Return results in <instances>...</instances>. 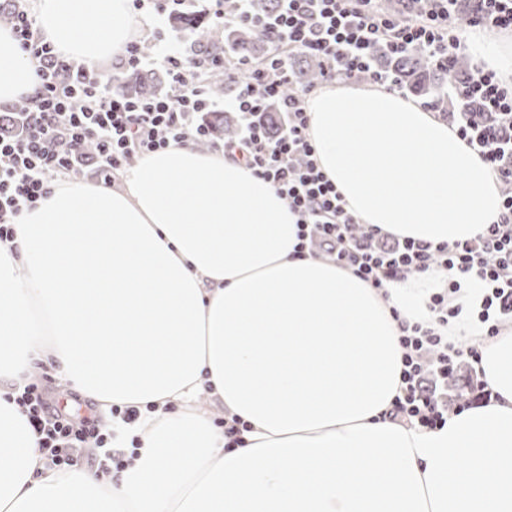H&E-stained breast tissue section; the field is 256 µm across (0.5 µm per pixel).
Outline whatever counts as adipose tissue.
<instances>
[{
	"instance_id": "1",
	"label": "adipose tissue",
	"mask_w": 512,
	"mask_h": 512,
	"mask_svg": "<svg viewBox=\"0 0 512 512\" xmlns=\"http://www.w3.org/2000/svg\"><path fill=\"white\" fill-rule=\"evenodd\" d=\"M40 33L72 58L120 55L129 0H37ZM467 49L512 84V39ZM35 91L0 26V111ZM317 162L362 223L432 246L501 212L480 155L413 100L327 86L308 100ZM297 217L243 161L191 145L148 154L114 190L61 182L0 247V512H512V322L478 317L461 279L448 328L479 342L492 397L436 429L387 418L400 320L425 322L435 274L371 287L294 252ZM142 417L119 429L131 466L44 465L13 398L42 368ZM245 422L242 446L192 410L201 393Z\"/></svg>"
}]
</instances>
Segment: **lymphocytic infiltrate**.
I'll return each instance as SVG.
<instances>
[{
	"label": "lymphocytic infiltrate",
	"instance_id": "obj_1",
	"mask_svg": "<svg viewBox=\"0 0 512 512\" xmlns=\"http://www.w3.org/2000/svg\"><path fill=\"white\" fill-rule=\"evenodd\" d=\"M31 2L0 0V11L13 16L16 45L35 62L36 80L25 111L10 115L18 134H0V245L13 241L15 224L59 180L90 173L109 186L133 158L205 140L209 132L199 116L213 107L206 85L219 65L238 81L229 107L238 114L240 132L224 141L223 149L242 155L254 174L287 201L297 216L301 251L332 261L375 288L435 269L452 276L472 274L486 285L480 320L488 335H498L499 320L512 317V88L494 71L474 63L468 77L451 85L449 96L463 109L449 113L448 123L495 174L502 210L475 239L451 246L434 247L361 225L318 167L309 134L310 88L289 96L279 134L270 135L257 120L263 109L258 89L277 99L294 81V56L318 58L321 82L361 79L399 93L403 87L398 78L376 66L379 50L415 52L429 65L449 68L464 56L471 28L512 30V0H395L392 14L381 9V0H279L278 10L264 21L248 10L249 0H236L232 11L228 0H212V23L255 27L270 45L266 60H215L165 46L151 55L144 51L150 43L145 35L131 41L109 69L70 59L44 42ZM462 13L467 16L463 24L458 21ZM145 63L168 73L166 96L133 100L115 89L113 75ZM468 105L481 109V120L466 117ZM458 290L452 279L447 292L432 295L430 309L438 328L401 324V386L389 419L427 429L446 424L449 375L459 363L473 366L480 357L476 346L456 343L440 332L448 323V296ZM16 401L40 437L46 467L64 469L83 462L103 476L124 467L110 424L135 423L140 417L136 407L114 406L104 414L89 401L72 411L53 400L43 379L18 387Z\"/></svg>",
	"mask_w": 512,
	"mask_h": 512
}]
</instances>
